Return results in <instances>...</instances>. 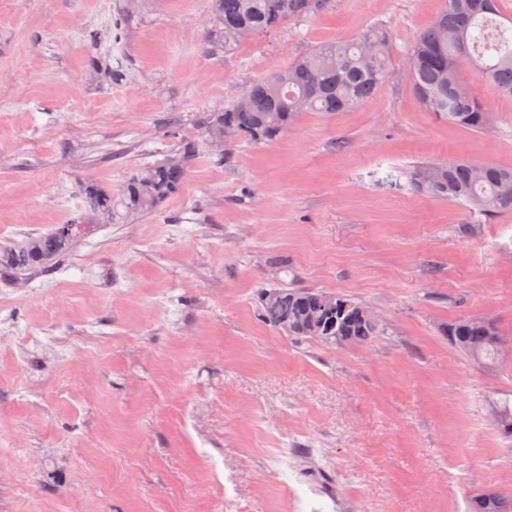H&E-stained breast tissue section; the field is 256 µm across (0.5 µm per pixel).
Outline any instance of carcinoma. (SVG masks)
<instances>
[{
	"label": "carcinoma",
	"mask_w": 512,
	"mask_h": 512,
	"mask_svg": "<svg viewBox=\"0 0 512 512\" xmlns=\"http://www.w3.org/2000/svg\"><path fill=\"white\" fill-rule=\"evenodd\" d=\"M327 0H211L224 25V51L264 32L315 15ZM496 0H443L433 21L416 38L406 66L424 109L475 132L490 128L493 115L458 78L465 59L500 94L512 97V32L494 19ZM392 45L389 34L373 26L359 35L323 44L289 66L249 85L208 129L217 144L259 145L288 133L299 115H332L364 104L388 79ZM193 148L130 174L121 192L87 182L81 188L86 208L76 218L17 246L0 249V264L19 274L53 269L98 224H122L156 211L181 194ZM413 188L435 198L460 202L493 216L512 211V167L469 160L429 161L405 174ZM367 305L317 289L271 288L262 293L261 316L289 336L320 343L363 344L381 335L383 326L366 313ZM459 351L494 363L501 339L489 319H460L444 329ZM469 512H512V495L485 488Z\"/></svg>",
	"instance_id": "cac0c4a2"
}]
</instances>
